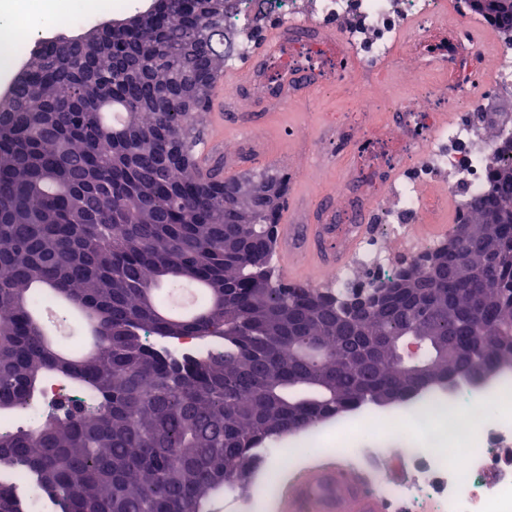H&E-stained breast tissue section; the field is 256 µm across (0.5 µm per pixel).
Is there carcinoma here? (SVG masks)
I'll return each mask as SVG.
<instances>
[{"mask_svg":"<svg viewBox=\"0 0 512 512\" xmlns=\"http://www.w3.org/2000/svg\"><path fill=\"white\" fill-rule=\"evenodd\" d=\"M239 0H153L102 49L44 41L0 112V468L25 470L58 512H208L245 483L260 450L364 406L405 402L408 381L374 336L415 331L455 344L432 378L512 371V144L446 265H406V291L365 314L348 293L285 285L271 266L284 176L247 178L229 205L222 162L206 175L198 117L230 56ZM113 104L123 122L102 120ZM469 265L458 280L450 269ZM66 304L96 347L51 345L37 314ZM192 337L174 353L153 338ZM85 400L26 412L41 380ZM0 512H27L0 488Z\"/></svg>","mask_w":512,"mask_h":512,"instance_id":"cac0c4a2","label":"carcinoma"}]
</instances>
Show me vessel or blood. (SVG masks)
<instances>
[{
    "instance_id": "obj_1",
    "label": "vessel or blood",
    "mask_w": 512,
    "mask_h": 512,
    "mask_svg": "<svg viewBox=\"0 0 512 512\" xmlns=\"http://www.w3.org/2000/svg\"><path fill=\"white\" fill-rule=\"evenodd\" d=\"M241 80L239 70L230 69L213 90L207 115L206 152L221 149L224 132L231 121L224 110V92ZM278 272L281 279L307 283L319 277L328 265L341 262L347 247L336 244L332 224H281L277 227ZM286 512H399L380 497L347 464L312 470L293 485L285 504Z\"/></svg>"
}]
</instances>
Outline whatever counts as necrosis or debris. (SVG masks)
Here are the masks:
<instances>
[{
    "instance_id": "1",
    "label": "necrosis or debris",
    "mask_w": 512,
    "mask_h": 512,
    "mask_svg": "<svg viewBox=\"0 0 512 512\" xmlns=\"http://www.w3.org/2000/svg\"><path fill=\"white\" fill-rule=\"evenodd\" d=\"M450 0H242L227 26L236 35V54L248 57L243 96L278 99L292 70L308 83L349 82L356 66L372 71L413 51L435 55L448 68V83L421 82L405 97L387 102L376 84L358 87L352 109L337 126L338 136L355 133L365 155L325 185L333 206L320 215L335 225L339 239L354 236L361 219L396 225L408 233L415 224L440 223L439 205H424L419 189L437 184L448 191L451 212L462 215L469 199L485 190L497 153L512 140V117L488 138L483 103L470 100L471 87L485 96L512 93V44L493 55L479 52L473 29L481 16L447 24ZM262 14L280 26L287 59L250 53L248 18ZM455 112L453 122L440 110ZM391 113L402 134L389 137L372 122ZM512 373L481 389V400L463 404L459 390L434 386L420 392L391 427L407 433L408 480L386 479L380 490L403 512H512V400L502 393Z\"/></svg>"
}]
</instances>
